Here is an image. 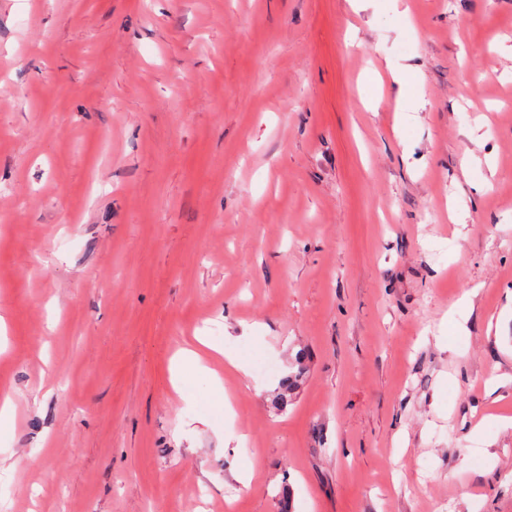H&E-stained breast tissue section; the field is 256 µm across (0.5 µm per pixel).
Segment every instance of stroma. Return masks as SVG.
I'll list each match as a JSON object with an SVG mask.
<instances>
[{"label":"stroma","mask_w":512,"mask_h":512,"mask_svg":"<svg viewBox=\"0 0 512 512\" xmlns=\"http://www.w3.org/2000/svg\"><path fill=\"white\" fill-rule=\"evenodd\" d=\"M402 5L0 0V512H512V0ZM207 355L197 351V350H183L180 353V359L179 362L175 368L174 373V379H173V386L175 389H178L177 383H180L184 377L185 371L187 369H201L203 371H207L211 374L212 378L215 380V382H221V378L219 376V373L209 368L205 362ZM303 359H304V354L302 353L299 356L298 371L288 374L287 376L283 377L280 381V386H279L280 391H279V395H278L277 399H278V405L281 408H286V406L288 405V403L291 400V395L294 393V391L298 387V383L304 374L305 368H304L303 362H301V361H303Z\"/></svg>","instance_id":"35a3bbf8"}]
</instances>
